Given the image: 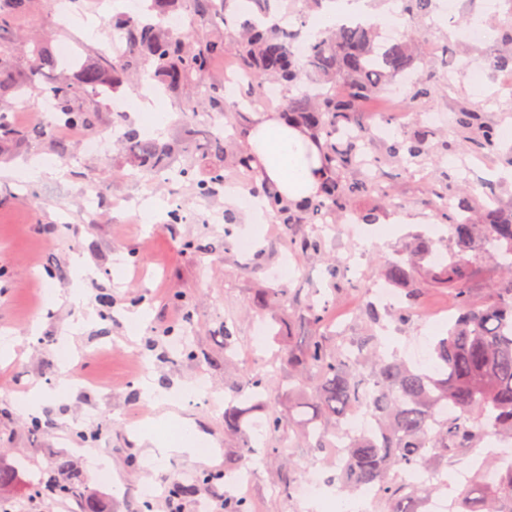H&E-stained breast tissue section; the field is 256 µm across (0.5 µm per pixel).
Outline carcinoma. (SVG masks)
<instances>
[{
	"instance_id": "1",
	"label": "carcinoma",
	"mask_w": 512,
	"mask_h": 512,
	"mask_svg": "<svg viewBox=\"0 0 512 512\" xmlns=\"http://www.w3.org/2000/svg\"><path fill=\"white\" fill-rule=\"evenodd\" d=\"M191 18L190 26L172 34L130 16L112 21L127 44L121 59L101 52L85 62L76 61L74 78L58 76L42 92L51 96L61 125L86 128L93 123L94 109L89 89L117 88L134 76L149 75L167 94L188 100L210 112H229L224 83H209L207 76L215 59L232 54L238 63L240 86L251 99L272 82L290 87L301 73L314 77L316 88L288 99L290 120L325 138L323 156L326 177L312 214L336 212L342 204L368 190L382 194L390 188L377 181H347L346 170L362 162L365 128L359 119L360 104L381 92L397 77H412L417 56L402 43H376L374 23L341 24L316 39L307 40V55L294 51L302 29H287L281 22L270 26L264 19L271 14L272 0H247L241 8L237 0H182ZM30 0H0V30L11 27L25 13ZM434 0H403L402 11L415 26L431 16ZM222 14L233 19L224 31L215 28L214 18ZM34 65L23 71V79L13 80L12 46L0 42V96L13 93L23 97L37 88L36 81L55 73L60 61L41 44L32 49ZM342 80L347 92L339 97L329 89ZM456 125L472 136L482 149L496 146L492 125L480 120L475 111L464 108L456 114ZM29 133L13 126L0 114V144L19 146ZM128 157L141 172L169 171L182 180L190 168L174 166V147L142 138L135 130L120 135ZM207 153L212 159L210 181L200 183L201 194L211 185L224 183V134L206 136ZM427 134L412 141H396L389 153L415 161L426 151ZM252 193L266 197L272 212L284 224L299 221L296 211L282 202L277 190L267 183L256 184ZM441 209L448 233L459 251L447 262L434 264L416 279L414 269L432 256L430 242L419 239L406 248L409 259L390 263L385 278L391 284H409L405 299L396 310L400 320L419 311L423 285L450 289L455 313L448 320V331L430 345L431 364L423 367L380 351L377 336L370 332L353 343V348L332 342L317 333L324 311L314 302L298 310L303 322L316 329L303 345L288 352V369L294 383L295 415L308 447L317 451L336 447V438L346 437L344 456L336 466L339 490L350 493L363 486H374L384 512H417L415 503L430 494L432 486L408 487L398 483L400 470L430 468L448 450L457 448L490 430L512 439V214L495 215L484 224L469 217L471 200L456 204L441 198ZM481 251L495 261L503 260L511 273L491 288V297L474 303L465 287L468 251ZM246 398L231 399L224 406V427L232 432L238 447L247 455L254 448L252 433L263 427L277 432L282 419L271 410L261 422L251 419L256 407L272 395V382L266 377L246 379ZM372 391L368 406L374 429L349 434L345 421L359 410L364 391ZM448 413H443V409ZM497 472L496 482L487 484L484 473ZM90 477L83 474L67 455H56L22 483L20 468L0 464V492L24 490L33 499L87 501ZM450 512H512V464L501 457L485 461L472 480L453 500Z\"/></svg>"
}]
</instances>
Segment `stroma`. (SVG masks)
I'll list each match as a JSON object with an SVG mask.
<instances>
[{
    "label": "stroma",
    "instance_id": "stroma-1",
    "mask_svg": "<svg viewBox=\"0 0 512 512\" xmlns=\"http://www.w3.org/2000/svg\"><path fill=\"white\" fill-rule=\"evenodd\" d=\"M76 9L77 24L65 25L47 0H31L29 12L5 36L18 67L28 64L30 40L47 35L53 43H71L80 55L105 51L112 41L113 9L105 0H79ZM501 18L488 0H435L431 17L417 28V51L430 63L425 73L430 93L415 99L405 92L397 100L384 96L364 104L366 126L388 122L394 131L368 138L366 164L345 177L379 176L390 193L354 197L345 213L355 219L356 229L341 236L326 224L282 226L270 212L249 224L241 206L225 204V184L247 195L256 181L255 172L233 162L243 148L237 136L252 122V113L215 118L187 111L178 98L159 100L167 124L152 137L178 145L179 163L193 168L192 180L163 184L131 167L117 147L105 156H60L58 140L98 138L111 127L116 115L111 101L97 99L92 126L77 130L47 127L31 109L40 98L37 91L14 102L7 120L37 136L0 151V332L15 340L14 357L0 365V461L24 457L38 466L48 455H71L92 478L89 512H140L146 500L160 512L165 487L177 480L194 482L203 473L218 476L228 466L251 469V480L229 488L218 478L182 498L184 512H198L203 500L212 512H221L228 493L242 498L251 512H305V484L314 475L334 473L335 451L308 448L286 422L274 434L257 431L255 441L261 447L283 446L292 467L277 456L242 459L235 437L224 428L222 402L242 388L244 371H259L278 386L273 404L287 415L286 357L311 333L294 314L297 303L311 299L325 307L322 331L334 341L366 335L370 325L362 308L371 302L375 282L412 235L439 223L440 195H474L490 210H512V166L504 161L512 140L501 138L497 149L480 150L455 124L457 109L476 106L497 129H512V71L491 65L503 50ZM474 24L488 31V42L460 43L458 30ZM215 120L234 143L224 157L225 184L203 196L197 184L207 180L211 160L202 143ZM424 129L432 135L422 159L388 157L393 140ZM373 158L382 159L379 169L369 167ZM19 161L57 164L65 173L30 180L4 175V168ZM98 184L109 197L91 211L85 195ZM173 194L193 220L170 221L165 207ZM316 232L323 238L319 251L294 248V240ZM242 238L252 242L245 253L238 249ZM196 243L207 245V252L193 251ZM77 256L94 269L81 282L73 266ZM79 285L95 316L68 341L64 334L78 312L67 296ZM276 288L285 289V296L272 297ZM52 289L60 297L55 304L48 299ZM140 306L147 321L134 334L126 314ZM453 306L448 289H423L419 313L405 321L384 318V343L403 356L415 343L431 342L447 330L446 324L432 325L431 313ZM228 330L237 338L229 364L223 361ZM175 334L187 335L193 357L172 351ZM149 374L167 388V402L141 400L138 384ZM64 379L70 388L62 393L58 386ZM36 384L48 394L37 430L15 408L17 393ZM198 390L208 394L209 404L189 405ZM151 419L159 426L160 446L177 440L178 424L186 420L209 454L198 459L172 454L160 470L147 465L149 445L140 436ZM288 479L295 486L290 495L283 491Z\"/></svg>",
    "mask_w": 512,
    "mask_h": 512
}]
</instances>
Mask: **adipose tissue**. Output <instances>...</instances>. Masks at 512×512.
<instances>
[{"mask_svg":"<svg viewBox=\"0 0 512 512\" xmlns=\"http://www.w3.org/2000/svg\"><path fill=\"white\" fill-rule=\"evenodd\" d=\"M372 0H328L306 31L313 38L335 27L344 17L375 19ZM259 180L273 185L286 202L298 203L318 192L324 163L312 133L278 114L263 115L241 134Z\"/></svg>","mask_w":512,"mask_h":512,"instance_id":"ef3b65f1","label":"adipose tissue"}]
</instances>
